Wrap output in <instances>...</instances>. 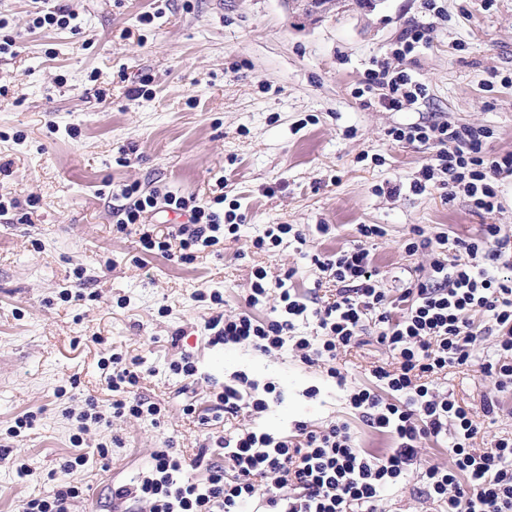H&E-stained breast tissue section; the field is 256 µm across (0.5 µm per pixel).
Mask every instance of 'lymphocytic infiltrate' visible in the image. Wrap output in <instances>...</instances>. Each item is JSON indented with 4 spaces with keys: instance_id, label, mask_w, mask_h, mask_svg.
Listing matches in <instances>:
<instances>
[{
    "instance_id": "lymphocytic-infiltrate-1",
    "label": "lymphocytic infiltrate",
    "mask_w": 512,
    "mask_h": 512,
    "mask_svg": "<svg viewBox=\"0 0 512 512\" xmlns=\"http://www.w3.org/2000/svg\"><path fill=\"white\" fill-rule=\"evenodd\" d=\"M424 21L406 26L392 54L407 60L432 41L431 17L440 15L439 0H421ZM366 87L381 88L377 103L400 112L425 99L426 87L406 69L378 62L365 74ZM396 142L432 145L434 154L414 183L417 191L432 185L446 189L449 199L467 198L486 214L499 212V183L512 177V151L487 154L484 127L454 126L428 121L388 132ZM116 209L117 232L139 225L144 252L154 251L182 261L236 239L244 217L237 204L224 195L207 202L158 187L125 185ZM172 212L181 222L175 238L149 230L150 215ZM360 240L348 249L310 261L336 286L333 301L322 302L289 288L292 271L269 279L265 268H255L247 308L224 314L221 293L196 291L195 301H210L217 310L205 321L211 344H250L264 354L283 349L307 364L320 363L339 388L348 389V401L371 428L387 435L392 446L376 456L358 448L348 423L334 421L317 429L297 422L292 435H277L253 427L238 428L217 437L215 448L200 449L192 461L168 448L155 450L152 464L136 481L112 489L117 501L145 503L149 512H379L384 493L419 475L426 499L439 512H512V437H497L478 448V427L470 412L454 397L437 391L433 375L451 368L479 366L494 381L496 390L512 388V273L490 269L493 261L512 256V238L497 224H487L479 236L449 239L412 225L403 249L408 255L426 250L435 259L429 277L415 280L400 295L405 309L392 319L393 305L378 278L366 242L382 236L376 224L358 227ZM464 251L467 262L438 257L440 248ZM279 291V306L270 319L256 317L252 309ZM481 322H474V315ZM316 325L312 336L295 335L297 321ZM378 327L377 341L393 356V366H375L367 386L348 387L337 366L338 356L358 345L367 322ZM492 336L495 349L475 363L473 346L478 337ZM109 389L116 393L112 414L136 419H159L158 403L131 396L139 372L124 364L121 354L101 359ZM276 391L274 383L257 385L245 373L235 374L220 389L211 391L212 413L255 418L266 412ZM448 437V460L427 459L424 441ZM204 469L199 482L188 469Z\"/></svg>"
}]
</instances>
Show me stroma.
I'll use <instances>...</instances> for the list:
<instances>
[{"label":"stroma","mask_w":512,"mask_h":512,"mask_svg":"<svg viewBox=\"0 0 512 512\" xmlns=\"http://www.w3.org/2000/svg\"><path fill=\"white\" fill-rule=\"evenodd\" d=\"M73 27L33 26V0H0V200H15L28 221L0 219V445L29 467L0 465V512H23L27 500L61 480L60 463L82 450L88 462L70 476L81 487L73 512H148L118 503L112 489L136 480L152 453L172 445L193 459L207 434L184 416L185 404L206 408L213 385L243 371L276 384L281 398L250 420L227 422L282 434L303 421L318 427L349 423L357 445L380 454L387 436L367 426L320 365L291 351L266 355L250 345H210L207 303L199 289L224 295L225 314L245 306L251 274L293 270V288L332 299L331 282L308 255L336 253L358 240V225L385 234L367 246L391 297L430 271L429 252L402 248L409 228L426 225L449 237L478 236L500 225L512 236V178L500 183L502 209L492 215L443 189L413 191L428 146L397 143L390 128L424 119L491 130L489 153L512 151V0H442L434 38L402 66L427 88L418 106L392 112L364 106L357 91L375 62L408 24L422 20L420 0H338L329 12L295 0H66ZM153 19L141 23L143 13ZM147 81L149 97L128 100ZM106 90L99 100L98 90ZM132 148L117 166L118 147ZM167 186L208 201L223 186L245 216L237 239L189 263L141 256L136 234H119L116 200L102 196L127 183ZM399 193H391V186ZM295 224L305 243L256 253L252 242L268 225ZM328 225L319 233L318 225ZM84 269L76 278V269ZM71 292L63 300V292ZM104 344H96V337ZM140 360V396L161 403L160 422L113 418L90 428L72 447L75 428L65 409L87 397L108 406L112 393L100 358ZM200 379L183 381L169 365L182 354ZM390 353L367 328L339 362L350 384H365ZM437 385L469 407L485 438L512 433V390L495 391L478 368L453 371ZM315 386L316 398L305 390ZM499 410L486 417L483 403ZM37 420L8 436L16 417ZM112 443L108 456L99 444Z\"/></svg>","instance_id":"stroma-1"}]
</instances>
